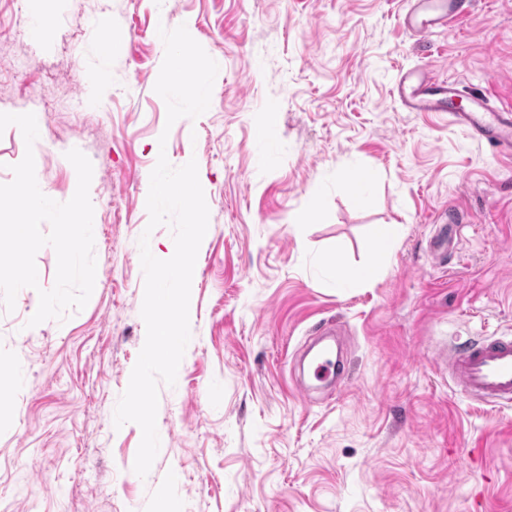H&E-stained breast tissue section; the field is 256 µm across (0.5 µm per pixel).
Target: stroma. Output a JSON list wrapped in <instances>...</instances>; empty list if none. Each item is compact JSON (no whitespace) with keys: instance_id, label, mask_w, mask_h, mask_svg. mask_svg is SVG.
Masks as SVG:
<instances>
[{"instance_id":"1","label":"stroma","mask_w":512,"mask_h":512,"mask_svg":"<svg viewBox=\"0 0 512 512\" xmlns=\"http://www.w3.org/2000/svg\"><path fill=\"white\" fill-rule=\"evenodd\" d=\"M406 0H0V112H35L26 147L0 133V184L33 150L39 187L68 201L93 165L96 278L83 310L28 327L55 283L0 302V512H512V404L460 394L435 346L512 336V155L444 112H409L402 72L512 105V0H471L427 40ZM34 25L15 34L18 12ZM112 27L104 51L98 27ZM186 26L219 72L209 109L167 124L159 28ZM196 160L210 232L193 274L191 340L160 385V449L114 426L146 334L138 240L150 173ZM463 225L443 265L430 240ZM393 225L379 248L370 225ZM370 265L340 287L337 268ZM342 331L344 387L303 399L292 375L316 327Z\"/></svg>"}]
</instances>
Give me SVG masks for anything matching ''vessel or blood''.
Returning <instances> with one entry per match:
<instances>
[{"instance_id":"1","label":"vessel or blood","mask_w":512,"mask_h":512,"mask_svg":"<svg viewBox=\"0 0 512 512\" xmlns=\"http://www.w3.org/2000/svg\"><path fill=\"white\" fill-rule=\"evenodd\" d=\"M462 12V0H410L403 22L413 35L424 37ZM396 94L407 109L449 113L471 137L512 154V108H494L480 94L471 96L469 107H452L459 94L455 83L427 69L402 75ZM443 364L465 397L492 404L512 402V338L484 336L457 341L448 348ZM344 369L343 360L328 348L318 352L311 364L312 375L319 381L341 382Z\"/></svg>"}]
</instances>
